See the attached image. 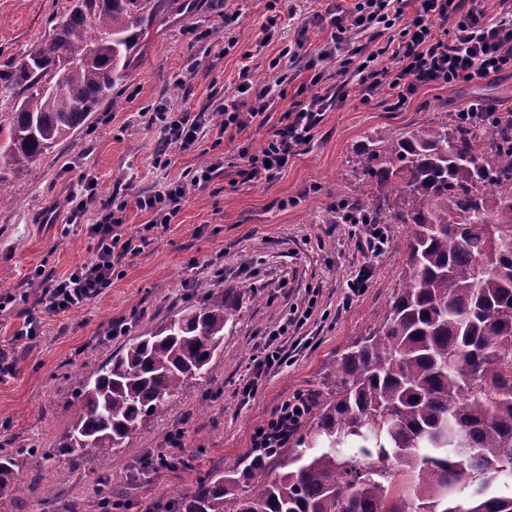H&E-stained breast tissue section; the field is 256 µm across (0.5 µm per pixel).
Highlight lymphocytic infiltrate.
<instances>
[{"label":"lymphocytic infiltrate","instance_id":"f902f5d3","mask_svg":"<svg viewBox=\"0 0 512 512\" xmlns=\"http://www.w3.org/2000/svg\"><path fill=\"white\" fill-rule=\"evenodd\" d=\"M412 1L417 7L409 19L404 8ZM310 22L331 29L316 57L321 61L340 58V83L296 102L272 127L268 120L275 103L273 87L287 82V72H280L274 83L261 84L249 68H242L234 94L225 97L215 112H171L161 107L151 113L149 121L159 125L165 145L188 150L213 130L223 134L268 127L264 147L257 152L241 147L239 156L248 163L244 171L247 180L270 181L311 141L325 112L342 101L346 82H353L367 102L380 91H388L398 109L423 85H455L512 75V0H498V9L492 13L469 6L465 0H357L353 10L317 12ZM375 26L388 31L386 45L364 53L355 36ZM223 169V157L216 156L197 168L189 181L171 182L164 189L137 195L132 204L150 219L135 233L125 230L130 203L99 204L97 180L84 174L80 190L69 195L67 205L70 223L81 225L94 240V257L65 277H42V311L64 315L99 297L111 286L118 260L144 250L150 242L149 231L171 224L188 186H207ZM311 409L310 399L302 394L282 402L253 434L254 451L271 455L286 447Z\"/></svg>","mask_w":512,"mask_h":512}]
</instances>
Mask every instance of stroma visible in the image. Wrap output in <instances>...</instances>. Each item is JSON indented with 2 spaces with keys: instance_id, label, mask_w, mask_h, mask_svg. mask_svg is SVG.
Returning <instances> with one entry per match:
<instances>
[{
  "instance_id": "stroma-1",
  "label": "stroma",
  "mask_w": 512,
  "mask_h": 512,
  "mask_svg": "<svg viewBox=\"0 0 512 512\" xmlns=\"http://www.w3.org/2000/svg\"><path fill=\"white\" fill-rule=\"evenodd\" d=\"M71 0H0V144L9 137L12 113L23 95L5 77L52 37ZM313 0H236L232 22L224 0H189L186 10L166 15L150 29L138 61L70 137L26 168L0 173L12 198L0 206V293L14 303L0 311V349L13 351V376L0 381V456L28 449L19 460L26 490L0 503V512H99L102 498L130 502L131 512H163L173 492L199 477L223 472L251 456V437L284 400L304 393L322 400L336 382V359L374 328L401 284L408 228L388 227L384 254L370 259L361 248L362 224H331L337 196L363 190L352 162L386 134H399L441 118L476 100L512 113V77L477 84L426 85L403 108L390 109L388 94L362 102L349 90L328 109L311 142L272 181L249 182L240 174L238 150H260L266 129L234 137L207 136L195 148L166 147V169L153 166L159 129L147 119L162 103L173 111L213 110L232 94L238 73L249 67L269 82L273 59L297 35ZM278 16L277 31L263 28ZM222 154L226 165L205 187L189 188L172 224L151 231L141 253L125 256L112 285L83 308L66 315L42 314L39 336L15 341L29 295V279L41 269L63 277L90 261L94 244L69 225L67 198L82 174L98 179L101 201L132 199L183 178ZM366 272L362 293L350 295L347 280ZM222 289L238 305L235 325L211 362V376L190 383L163 414L147 421L106 468L83 458L57 455L74 416L65 408L73 375L96 372L125 338L107 337L112 323L127 321L130 334L152 331L187 305L192 295ZM311 309L287 335L272 332L286 316ZM283 346L288 361L271 368L253 396L242 388L255 360L270 343ZM183 431L191 467L153 471L140 466L145 454L168 453L167 437ZM55 497L45 500L47 486Z\"/></svg>"
}]
</instances>
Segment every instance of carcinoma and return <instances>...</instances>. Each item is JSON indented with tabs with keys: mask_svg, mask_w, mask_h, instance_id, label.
I'll return each instance as SVG.
<instances>
[{
	"mask_svg": "<svg viewBox=\"0 0 512 512\" xmlns=\"http://www.w3.org/2000/svg\"><path fill=\"white\" fill-rule=\"evenodd\" d=\"M166 1L180 2L73 3L13 76L26 89L0 165L32 163L110 99ZM78 45L89 57L71 64ZM361 164L373 188L396 179L398 197L340 199L336 223L413 226L388 313L339 355L336 389L279 472L255 457L197 479L167 512H512V496L494 493L512 475V119L491 131L458 115L420 125L382 138ZM236 313L224 292H206L79 379L59 453L108 462L208 377ZM16 467L0 457V500L24 492Z\"/></svg>",
	"mask_w": 512,
	"mask_h": 512,
	"instance_id": "obj_1",
	"label": "carcinoma"
}]
</instances>
